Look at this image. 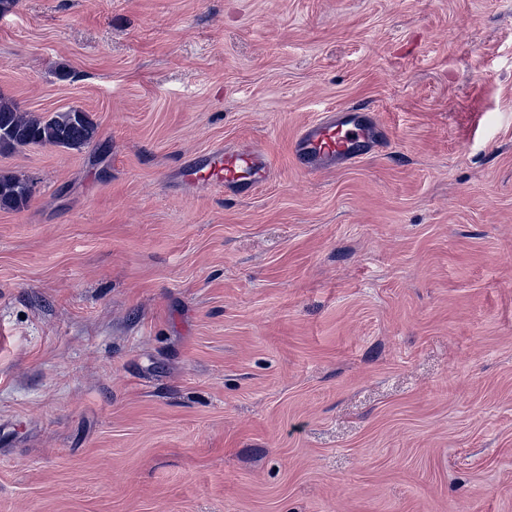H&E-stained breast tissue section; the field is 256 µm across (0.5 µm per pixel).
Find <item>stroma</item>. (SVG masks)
I'll return each mask as SVG.
<instances>
[{
    "instance_id": "stroma-1",
    "label": "stroma",
    "mask_w": 512,
    "mask_h": 512,
    "mask_svg": "<svg viewBox=\"0 0 512 512\" xmlns=\"http://www.w3.org/2000/svg\"><path fill=\"white\" fill-rule=\"evenodd\" d=\"M0 94L98 126L0 153V512H512V0H16ZM386 133L376 115L365 108L334 110L301 129L292 155L308 171L348 166L371 155ZM184 179L224 190L225 196L246 198L272 181L273 168L265 151L254 144L218 146L190 159ZM31 197V186L26 178L14 173H0V208L20 209Z\"/></svg>"
}]
</instances>
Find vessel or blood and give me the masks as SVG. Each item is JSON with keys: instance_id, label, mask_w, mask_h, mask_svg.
I'll return each instance as SVG.
<instances>
[{"instance_id": "vessel-or-blood-1", "label": "vessel or blood", "mask_w": 512, "mask_h": 512, "mask_svg": "<svg viewBox=\"0 0 512 512\" xmlns=\"http://www.w3.org/2000/svg\"><path fill=\"white\" fill-rule=\"evenodd\" d=\"M386 129L375 114L359 107L330 111L305 125L295 138L292 155L309 171L348 166L371 155ZM184 179L219 188L225 195L246 198L272 181L265 151L254 144L218 146L190 159Z\"/></svg>"}]
</instances>
